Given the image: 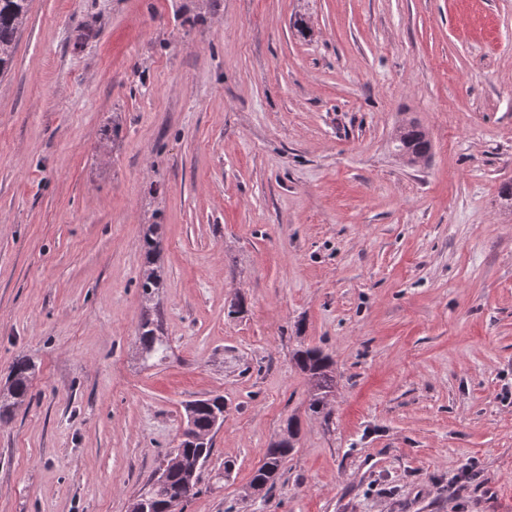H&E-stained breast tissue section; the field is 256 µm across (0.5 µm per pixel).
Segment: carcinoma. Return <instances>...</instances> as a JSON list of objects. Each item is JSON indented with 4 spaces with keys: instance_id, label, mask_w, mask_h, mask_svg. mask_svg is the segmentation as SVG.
Returning <instances> with one entry per match:
<instances>
[{
    "instance_id": "cac0c4a2",
    "label": "carcinoma",
    "mask_w": 512,
    "mask_h": 512,
    "mask_svg": "<svg viewBox=\"0 0 512 512\" xmlns=\"http://www.w3.org/2000/svg\"><path fill=\"white\" fill-rule=\"evenodd\" d=\"M28 0H0V73L11 68L16 47L17 35L25 22ZM397 147L405 150L410 159L421 157L429 152L430 144L423 131L414 124H406L396 137ZM160 225L148 226L142 241L144 266L139 281V288L147 310L138 325V343L142 347L145 358L156 356L161 350L160 336L163 335L162 324L154 310L158 305L156 299L164 287V277L158 264ZM292 360L298 369L307 376L312 394L308 410L324 418H330L329 397L336 390V375L332 370V358L316 347H300L294 350ZM34 364L26 357L19 358L12 366L5 389L0 393V418L10 415L15 406L23 401L29 391ZM186 417L192 419L197 433L209 432L215 421H224V397L212 396L197 399L185 406ZM286 431L288 438L274 441L266 450L262 465L254 472L250 485L259 494L271 489L281 475V469L292 454L299 432L298 423L290 420ZM212 439L205 442L183 440L178 445L181 457L187 459L202 453L209 457L212 453ZM185 495H195V491L187 490L185 477L180 465L170 466L167 481L160 486L147 482L132 500L130 512H138L137 506L142 499L150 502L154 512H162L168 499Z\"/></svg>"
}]
</instances>
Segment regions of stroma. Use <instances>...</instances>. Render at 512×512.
Segmentation results:
<instances>
[{"label":"stroma","mask_w":512,"mask_h":512,"mask_svg":"<svg viewBox=\"0 0 512 512\" xmlns=\"http://www.w3.org/2000/svg\"><path fill=\"white\" fill-rule=\"evenodd\" d=\"M509 183L512 0H29L0 76V386L36 373L0 512H129L216 394L182 512H512ZM300 344L334 361L330 418ZM396 141L397 147L404 149L411 160L427 155L430 149L429 141L423 131L411 123L404 125V128L399 131ZM159 225L151 224L148 226L142 241V251L144 256V266L142 276L139 281V288L147 310L142 316L138 325V343L145 353V358L150 359L156 356L163 343L160 336H163L162 324L156 314V310L161 288H164V277L161 266L158 264L159 253ZM185 413L189 424L186 425L180 434L178 448H172L171 450L177 449L184 459L190 456L196 457L199 453H204L205 457H210L213 447V436L209 437L207 442L181 440L185 438V434H189L193 439L197 440L198 436L195 433V428L199 434H208L217 419H219L221 426L224 423V397L218 395L191 401L185 406ZM190 417H192L193 423L189 421ZM288 438L274 441L267 448L262 465L254 472L250 485L255 489V494L271 489L281 475V469L292 454L299 432L297 421L288 420L286 430ZM268 481V483H267Z\"/></svg>","instance_id":"obj_1"}]
</instances>
